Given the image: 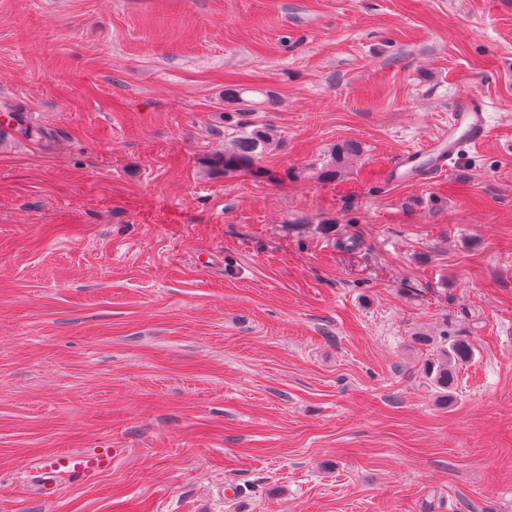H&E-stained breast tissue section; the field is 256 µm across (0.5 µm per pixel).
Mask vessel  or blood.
Wrapping results in <instances>:
<instances>
[{
	"label": "vessel or blood",
	"instance_id": "b4317fda",
	"mask_svg": "<svg viewBox=\"0 0 512 512\" xmlns=\"http://www.w3.org/2000/svg\"><path fill=\"white\" fill-rule=\"evenodd\" d=\"M489 127L482 105L477 98H468L457 104L448 121L447 130L429 140L426 151L433 156L437 169L452 165L463 144L483 140ZM112 465L111 453L90 455L84 452H69L57 456L54 466L58 473L70 478L90 479Z\"/></svg>",
	"mask_w": 512,
	"mask_h": 512
}]
</instances>
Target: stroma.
Instances as JSON below:
<instances>
[{"mask_svg": "<svg viewBox=\"0 0 512 512\" xmlns=\"http://www.w3.org/2000/svg\"><path fill=\"white\" fill-rule=\"evenodd\" d=\"M228 87L275 180L208 169ZM9 112L0 512H512V0H0ZM488 132L480 101L470 97L457 104L448 120V130L429 140L424 150L433 156L441 171L456 161L463 144L481 141ZM361 149L357 142L347 141L336 147L331 161L327 163L325 168L321 169L320 178L324 181L336 180L339 173V167L343 165L347 159L360 155ZM414 340L433 346L432 357L425 361L423 373L439 397L448 403L460 367L474 356L472 342L459 336H449L445 327L434 335L417 333ZM112 465L109 452L90 455L85 452H69L57 456L54 468L67 477L88 480Z\"/></svg>", "mask_w": 512, "mask_h": 512, "instance_id": "obj_1", "label": "stroma"}]
</instances>
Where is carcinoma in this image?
Masks as SVG:
<instances>
[{
	"label": "carcinoma",
	"instance_id": "obj_1",
	"mask_svg": "<svg viewBox=\"0 0 512 512\" xmlns=\"http://www.w3.org/2000/svg\"><path fill=\"white\" fill-rule=\"evenodd\" d=\"M243 90L228 88L224 90V102L236 107L234 114L224 115L233 130L231 143L224 152L214 154L208 159L210 169L222 172H248L256 178H271L269 170L260 166L267 150L274 144L271 128L264 123L241 119L246 110L238 108L243 103ZM360 145L347 141L336 147L331 161L321 169L320 178L333 181L339 173V167L347 159L360 155ZM415 341L433 346L432 357L423 365V373L432 384L440 398L448 400L458 377L460 367L469 363L474 356L472 342L459 336L448 335V328L434 335L418 333Z\"/></svg>",
	"mask_w": 512,
	"mask_h": 512
}]
</instances>
